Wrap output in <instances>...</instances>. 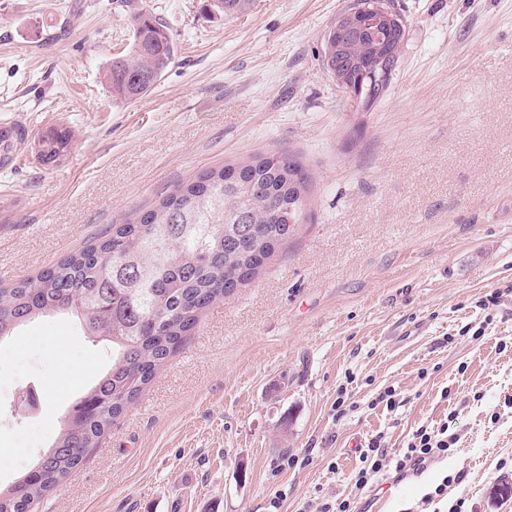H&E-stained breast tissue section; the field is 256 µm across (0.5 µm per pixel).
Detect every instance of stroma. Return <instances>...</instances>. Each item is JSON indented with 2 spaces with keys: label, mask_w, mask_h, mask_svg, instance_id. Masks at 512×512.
<instances>
[{
  "label": "stroma",
  "mask_w": 512,
  "mask_h": 512,
  "mask_svg": "<svg viewBox=\"0 0 512 512\" xmlns=\"http://www.w3.org/2000/svg\"><path fill=\"white\" fill-rule=\"evenodd\" d=\"M406 22L383 100L355 105L322 65L352 0H0V118L70 130L62 163L0 168V288L37 278L201 171L286 152L308 176L296 233L202 312L98 448L30 512H512V0H394ZM176 57L143 99L104 74L131 14ZM499 293L492 305L485 298ZM112 364L74 317L0 342V485L51 447ZM36 413H15L28 388ZM392 391L394 404L376 398ZM344 413H337V399ZM423 470L355 486L352 439ZM295 466H284V458ZM442 495H435L437 485ZM438 435L423 427L417 430L414 435L416 441L407 446L402 458L396 462V473L403 475L410 470L418 471L435 453H447L448 440L438 439Z\"/></svg>",
  "instance_id": "35a3bbf8"
}]
</instances>
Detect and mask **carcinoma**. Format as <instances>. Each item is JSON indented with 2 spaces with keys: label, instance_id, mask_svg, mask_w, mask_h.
<instances>
[{
  "label": "carcinoma",
  "instance_id": "1",
  "mask_svg": "<svg viewBox=\"0 0 512 512\" xmlns=\"http://www.w3.org/2000/svg\"><path fill=\"white\" fill-rule=\"evenodd\" d=\"M403 38L400 31L375 40L332 25L323 65L371 106L391 87ZM174 55L166 25L137 12L131 53L112 58L106 73L112 97L146 96ZM70 140L66 129L40 140L42 160L67 155ZM306 185L303 167L287 153L209 169L36 279L0 290V337L39 317L72 315L88 336L112 343V367L77 399L50 456L13 489L0 488V512H28L58 486L137 399L199 314L259 274L295 231Z\"/></svg>",
  "mask_w": 512,
  "mask_h": 512
}]
</instances>
